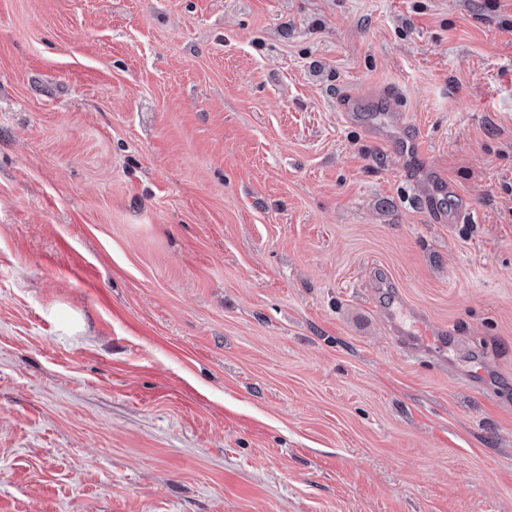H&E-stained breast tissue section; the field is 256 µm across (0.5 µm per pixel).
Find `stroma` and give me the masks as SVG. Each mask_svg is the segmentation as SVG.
I'll list each match as a JSON object with an SVG mask.
<instances>
[{
	"label": "stroma",
	"instance_id": "stroma-1",
	"mask_svg": "<svg viewBox=\"0 0 512 512\" xmlns=\"http://www.w3.org/2000/svg\"><path fill=\"white\" fill-rule=\"evenodd\" d=\"M0 512H512V0H0ZM378 288L391 289L383 313L388 319L392 334L401 348L408 354L428 351L434 355L444 357L448 348L455 344V340L449 335L448 329L421 312L409 308L398 292H394V287L389 279H382Z\"/></svg>",
	"mask_w": 512,
	"mask_h": 512
}]
</instances>
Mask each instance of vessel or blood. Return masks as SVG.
<instances>
[{
    "label": "vessel or blood",
    "instance_id": "obj_1",
    "mask_svg": "<svg viewBox=\"0 0 512 512\" xmlns=\"http://www.w3.org/2000/svg\"><path fill=\"white\" fill-rule=\"evenodd\" d=\"M383 313L397 343L407 353L428 351L442 357L455 343L445 326L409 308L398 293H391Z\"/></svg>",
    "mask_w": 512,
    "mask_h": 512
}]
</instances>
